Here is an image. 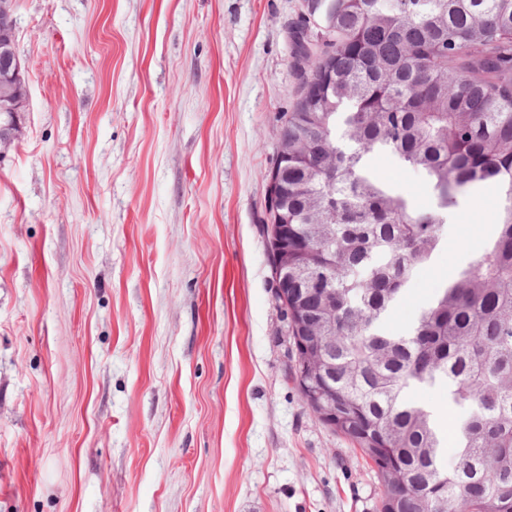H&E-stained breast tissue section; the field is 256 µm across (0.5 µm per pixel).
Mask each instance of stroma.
I'll return each mask as SVG.
<instances>
[{
    "mask_svg": "<svg viewBox=\"0 0 512 512\" xmlns=\"http://www.w3.org/2000/svg\"><path fill=\"white\" fill-rule=\"evenodd\" d=\"M29 111L0 154V512H379L372 463L293 375L269 182L305 0H15ZM384 178L417 203L424 176ZM461 198L386 327L495 222ZM445 458L469 408L440 387Z\"/></svg>",
    "mask_w": 512,
    "mask_h": 512,
    "instance_id": "35a3bbf8",
    "label": "stroma"
}]
</instances>
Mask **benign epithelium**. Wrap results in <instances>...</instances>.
Segmentation results:
<instances>
[{
    "instance_id": "7a95c632",
    "label": "benign epithelium",
    "mask_w": 512,
    "mask_h": 512,
    "mask_svg": "<svg viewBox=\"0 0 512 512\" xmlns=\"http://www.w3.org/2000/svg\"><path fill=\"white\" fill-rule=\"evenodd\" d=\"M25 63L17 51L14 0H0V149L17 138L29 105Z\"/></svg>"
}]
</instances>
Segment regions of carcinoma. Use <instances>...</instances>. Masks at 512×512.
<instances>
[{"label": "carcinoma", "instance_id": "obj_1", "mask_svg": "<svg viewBox=\"0 0 512 512\" xmlns=\"http://www.w3.org/2000/svg\"><path fill=\"white\" fill-rule=\"evenodd\" d=\"M319 53L288 113L268 200L273 272L288 274L301 394L336 401L325 421L375 466L380 512H512V0H307ZM393 155L421 171L436 204L377 177ZM501 194L493 231L405 335L376 328L442 249L459 197ZM275 224L310 250L280 258ZM440 385L473 410L442 465V430L404 393Z\"/></svg>", "mask_w": 512, "mask_h": 512}]
</instances>
